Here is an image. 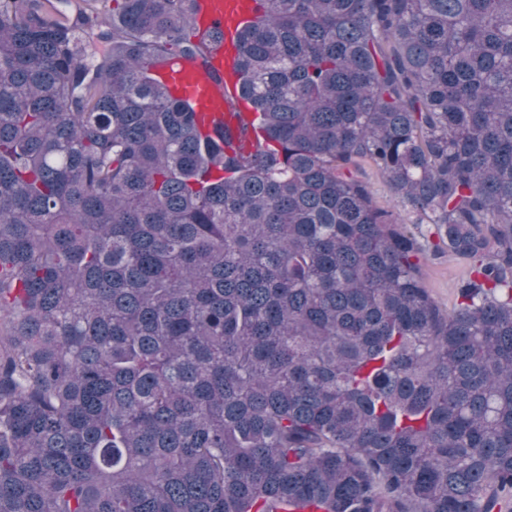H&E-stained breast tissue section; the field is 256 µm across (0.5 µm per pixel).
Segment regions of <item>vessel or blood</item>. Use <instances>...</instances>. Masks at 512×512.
<instances>
[{
  "label": "vessel or blood",
  "instance_id": "b4317fda",
  "mask_svg": "<svg viewBox=\"0 0 512 512\" xmlns=\"http://www.w3.org/2000/svg\"><path fill=\"white\" fill-rule=\"evenodd\" d=\"M253 0H196L194 9L198 20L204 24L220 23L224 40L212 43V68H205L200 61L178 58L157 69L156 74L175 96L193 100L204 126L215 120L226 119L231 130L247 125L246 146H253L259 139L251 124V110L238 102V76L234 71L236 51L231 40L235 30L250 20L254 14Z\"/></svg>",
  "mask_w": 512,
  "mask_h": 512
}]
</instances>
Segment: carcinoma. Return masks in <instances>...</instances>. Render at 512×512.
Wrapping results in <instances>:
<instances>
[{"label": "carcinoma", "instance_id": "obj_1", "mask_svg": "<svg viewBox=\"0 0 512 512\" xmlns=\"http://www.w3.org/2000/svg\"><path fill=\"white\" fill-rule=\"evenodd\" d=\"M190 2L0 0V512L511 501L512 0H258L247 154ZM254 7L253 0H196L194 9L198 20L205 25L218 22L224 29V40L210 46L215 71L209 69L210 74H207L200 61L185 58L174 59L156 70V75L175 96L193 100L206 129H210L215 120L224 121L225 118L233 134H238L240 125L246 124L245 144L248 148L259 141V136L253 127V112L239 98L232 35L252 18ZM235 97L238 103L234 102ZM230 112H236L237 116ZM362 174L372 184L374 200L379 208L392 214L400 224H405L409 231L416 234L422 231L428 236V225L430 224H416L417 217L401 206L386 180L372 164L364 163ZM422 240L423 251L418 255V265L422 281L429 288L435 300L444 308L452 306L457 300V288L466 276L468 266L448 256V250H435L433 245Z\"/></svg>", "mask_w": 512, "mask_h": 512}]
</instances>
